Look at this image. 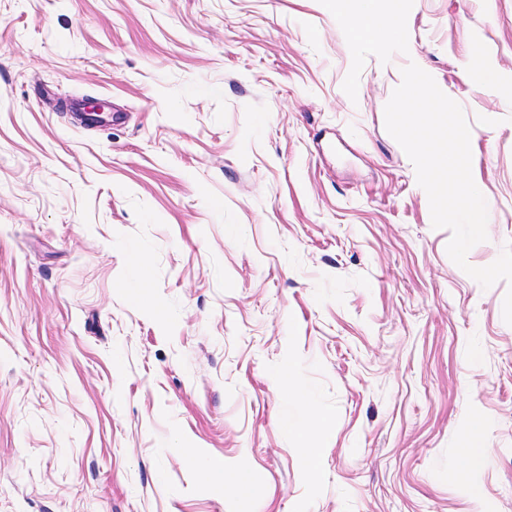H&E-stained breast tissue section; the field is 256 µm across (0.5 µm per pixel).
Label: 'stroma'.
I'll use <instances>...</instances> for the list:
<instances>
[{
  "label": "stroma",
  "mask_w": 512,
  "mask_h": 512,
  "mask_svg": "<svg viewBox=\"0 0 512 512\" xmlns=\"http://www.w3.org/2000/svg\"><path fill=\"white\" fill-rule=\"evenodd\" d=\"M384 11L398 42L323 0H0V512H512L507 285L384 118L411 62L460 104L494 262L512 84L468 72L512 74V0ZM484 429V420L479 416H475L471 419L469 424V439L464 447L467 448L465 451V455L472 467L482 466L487 460L486 453H480L474 450V448L480 447V442L478 441ZM208 477L219 481L225 487H232L237 491H246L250 488L251 480L245 471H228L223 463H214L208 468Z\"/></svg>",
  "instance_id": "1"
}]
</instances>
